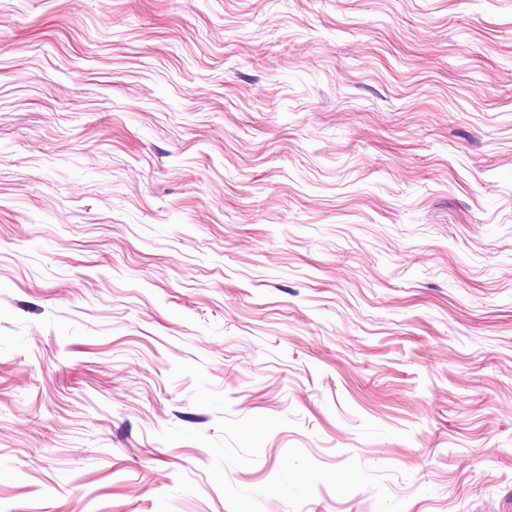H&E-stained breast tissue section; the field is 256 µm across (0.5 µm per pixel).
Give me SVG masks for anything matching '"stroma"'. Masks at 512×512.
I'll return each mask as SVG.
<instances>
[{
    "mask_svg": "<svg viewBox=\"0 0 512 512\" xmlns=\"http://www.w3.org/2000/svg\"><path fill=\"white\" fill-rule=\"evenodd\" d=\"M180 362L512 512V0H0V512H230Z\"/></svg>",
    "mask_w": 512,
    "mask_h": 512,
    "instance_id": "1",
    "label": "stroma"
}]
</instances>
